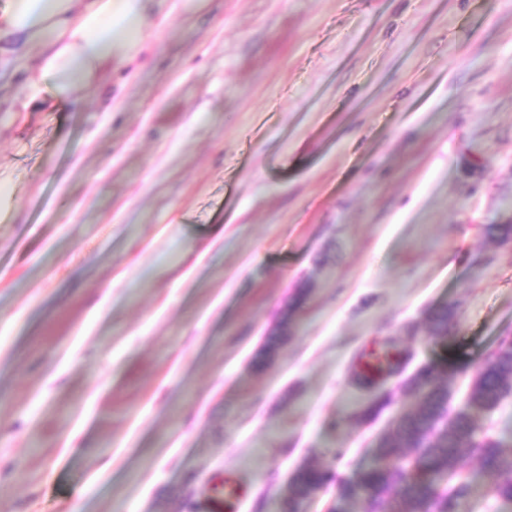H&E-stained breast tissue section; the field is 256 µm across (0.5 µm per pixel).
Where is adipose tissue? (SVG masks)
Listing matches in <instances>:
<instances>
[{"label":"adipose tissue","mask_w":512,"mask_h":512,"mask_svg":"<svg viewBox=\"0 0 512 512\" xmlns=\"http://www.w3.org/2000/svg\"><path fill=\"white\" fill-rule=\"evenodd\" d=\"M164 0H8L0 11V55L4 40L19 35L34 61L14 104L35 107L44 90L73 99L97 85L111 66L133 63L146 47L148 7Z\"/></svg>","instance_id":"1"}]
</instances>
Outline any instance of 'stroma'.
Wrapping results in <instances>:
<instances>
[{"label": "stroma", "mask_w": 512, "mask_h": 512, "mask_svg": "<svg viewBox=\"0 0 512 512\" xmlns=\"http://www.w3.org/2000/svg\"><path fill=\"white\" fill-rule=\"evenodd\" d=\"M144 29L77 100L0 110V512H205L227 469L238 512H282L306 464L335 480L302 512H334L419 368L460 408L512 337V0H167Z\"/></svg>", "instance_id": "35a3bbf8"}]
</instances>
